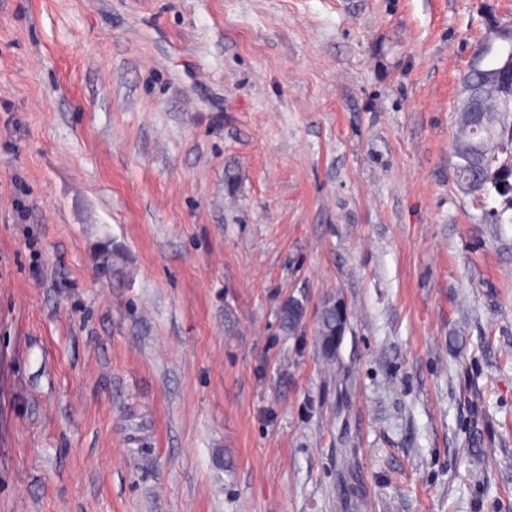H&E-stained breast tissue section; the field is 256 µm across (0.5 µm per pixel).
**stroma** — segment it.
I'll return each mask as SVG.
<instances>
[{"label": "stroma", "instance_id": "1", "mask_svg": "<svg viewBox=\"0 0 512 512\" xmlns=\"http://www.w3.org/2000/svg\"><path fill=\"white\" fill-rule=\"evenodd\" d=\"M493 18L0 0V512H512V198L452 152ZM304 316V302L295 298L288 300L279 311L281 331L288 336H295L300 329ZM347 325V311L336 301H328L317 322L316 342L323 360L335 363Z\"/></svg>", "mask_w": 512, "mask_h": 512}]
</instances>
